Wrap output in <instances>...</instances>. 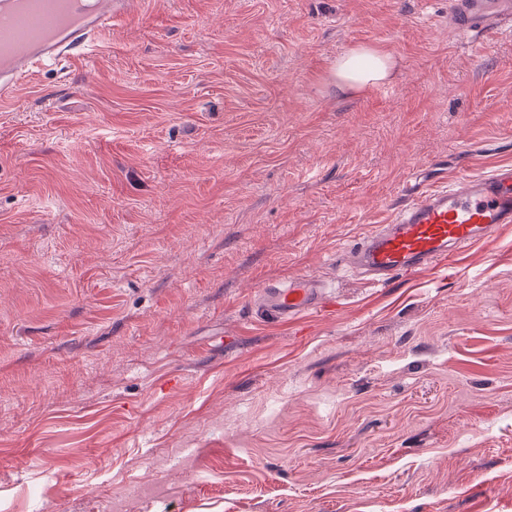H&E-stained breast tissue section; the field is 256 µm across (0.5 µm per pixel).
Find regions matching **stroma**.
Listing matches in <instances>:
<instances>
[{
    "label": "stroma",
    "instance_id": "35a3bbf8",
    "mask_svg": "<svg viewBox=\"0 0 512 512\" xmlns=\"http://www.w3.org/2000/svg\"><path fill=\"white\" fill-rule=\"evenodd\" d=\"M452 0H131L0 99V512H512V224L336 257L512 166V28ZM357 46L398 63L342 94ZM299 274L321 310L253 303ZM388 224L372 230L344 259L377 282L447 265L464 248L490 242L512 224V169L457 178L444 186L409 185Z\"/></svg>",
    "mask_w": 512,
    "mask_h": 512
}]
</instances>
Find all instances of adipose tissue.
Here are the masks:
<instances>
[{"instance_id": "ef3b65f1", "label": "adipose tissue", "mask_w": 512, "mask_h": 512, "mask_svg": "<svg viewBox=\"0 0 512 512\" xmlns=\"http://www.w3.org/2000/svg\"><path fill=\"white\" fill-rule=\"evenodd\" d=\"M396 67L393 56L371 47H357L338 56L333 76L339 91L358 93L390 82Z\"/></svg>"}]
</instances>
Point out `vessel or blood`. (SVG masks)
<instances>
[{
  "label": "vessel or blood",
  "mask_w": 512,
  "mask_h": 512,
  "mask_svg": "<svg viewBox=\"0 0 512 512\" xmlns=\"http://www.w3.org/2000/svg\"><path fill=\"white\" fill-rule=\"evenodd\" d=\"M127 5L128 0H107L103 8L89 7L88 0H41L36 11L23 16L16 0H0V44L9 46L11 55L10 65H0V96L11 93L33 69L66 57L92 56L99 36L125 14ZM454 8L467 30L489 32L512 22V0H456ZM503 224H512L510 168L437 188L414 184L388 224L356 243L345 259L384 282L447 264L464 248L494 239ZM325 294L322 281L300 275L266 290L262 305L287 322L320 306Z\"/></svg>",
  "instance_id": "vessel-or-blood-1"
}]
</instances>
